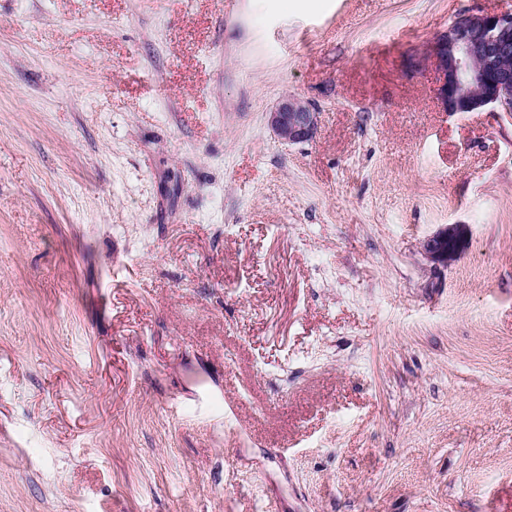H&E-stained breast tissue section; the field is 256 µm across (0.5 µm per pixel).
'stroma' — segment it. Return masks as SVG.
<instances>
[{
  "label": "stroma",
  "instance_id": "obj_1",
  "mask_svg": "<svg viewBox=\"0 0 512 512\" xmlns=\"http://www.w3.org/2000/svg\"><path fill=\"white\" fill-rule=\"evenodd\" d=\"M504 10L0 0V512H512V114L430 54ZM267 121L278 141L301 143L316 135L319 112H315L305 101L287 96L273 111L268 112ZM468 231L466 224H443L422 242V254L434 270L447 269L460 259L466 248Z\"/></svg>",
  "mask_w": 512,
  "mask_h": 512
}]
</instances>
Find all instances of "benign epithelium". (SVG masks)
Segmentation results:
<instances>
[{
  "label": "benign epithelium",
  "instance_id": "1",
  "mask_svg": "<svg viewBox=\"0 0 512 512\" xmlns=\"http://www.w3.org/2000/svg\"><path fill=\"white\" fill-rule=\"evenodd\" d=\"M433 56L445 76L446 111L512 112V12L457 17L435 42ZM268 125L282 143L306 142L317 133L319 113L287 96L268 113ZM467 241L468 225L443 224L422 242L421 251L433 269H446L460 259Z\"/></svg>",
  "mask_w": 512,
  "mask_h": 512
}]
</instances>
